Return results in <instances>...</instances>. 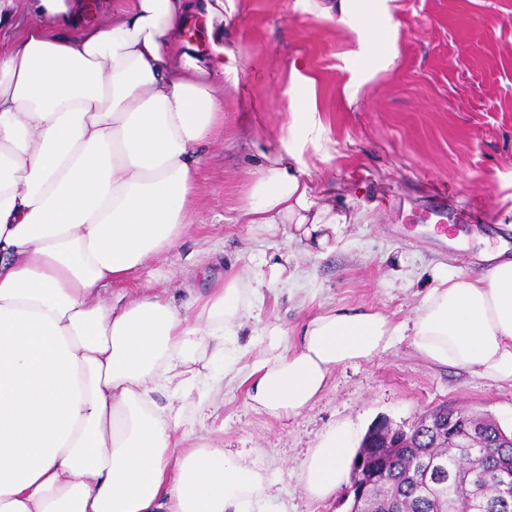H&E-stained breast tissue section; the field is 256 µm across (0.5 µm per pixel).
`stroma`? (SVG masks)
<instances>
[{"instance_id": "1", "label": "stroma", "mask_w": 512, "mask_h": 512, "mask_svg": "<svg viewBox=\"0 0 512 512\" xmlns=\"http://www.w3.org/2000/svg\"><path fill=\"white\" fill-rule=\"evenodd\" d=\"M237 7L241 80L266 109L247 112L225 99L224 127L200 152L189 233L135 273L127 291L149 283L181 305L238 275L248 259L284 250L279 227L235 218L262 153L283 150L284 91L297 57L316 77L320 135L302 148L309 179L352 222L329 250L290 264L287 278L254 303L238 345L265 347L258 320L281 324L295 342L310 317L334 308L371 309L399 324L439 277L485 271V250L504 242L512 259V0H393L398 65L363 84L350 107L341 96L355 66L349 30L317 19L302 0ZM442 404L512 430L511 380L429 362L408 336L336 368L300 415L259 412L234 383L205 413L187 407L185 427L264 469L288 512H349L348 481L325 499L308 495L309 452L331 429L347 431L355 449L376 420L407 427Z\"/></svg>"}]
</instances>
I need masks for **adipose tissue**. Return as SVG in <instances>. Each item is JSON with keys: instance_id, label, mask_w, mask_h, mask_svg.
<instances>
[{"instance_id": "obj_1", "label": "adipose tissue", "mask_w": 512, "mask_h": 512, "mask_svg": "<svg viewBox=\"0 0 512 512\" xmlns=\"http://www.w3.org/2000/svg\"><path fill=\"white\" fill-rule=\"evenodd\" d=\"M389 2L304 0L356 36L346 103L396 65ZM25 6L24 20L0 0L13 34L0 48V512H288L259 467L183 429L196 384L218 394L242 376L226 339L281 280L288 253L249 261L189 312L123 288L188 230L199 151L240 90L233 0H127L105 25L87 0ZM195 12L205 49L182 37ZM70 27L76 36H64ZM288 83L286 153L259 167L236 220L284 225L287 243L321 251L349 218L314 196L296 150L319 133L310 65L292 61ZM405 332L430 362L512 381V259L439 279L403 326L333 309L283 352V329L267 324L247 398L272 417L301 414L337 367ZM350 454L336 431L313 449L312 498L335 491Z\"/></svg>"}]
</instances>
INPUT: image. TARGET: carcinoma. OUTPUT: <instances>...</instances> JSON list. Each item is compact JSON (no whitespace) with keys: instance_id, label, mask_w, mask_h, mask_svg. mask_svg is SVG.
Listing matches in <instances>:
<instances>
[{"instance_id":"carcinoma-1","label":"carcinoma","mask_w":512,"mask_h":512,"mask_svg":"<svg viewBox=\"0 0 512 512\" xmlns=\"http://www.w3.org/2000/svg\"><path fill=\"white\" fill-rule=\"evenodd\" d=\"M360 450L367 454L370 494L360 512H456L468 510L477 495L482 512L500 509L498 475L512 474V433L487 420L478 448H452L416 420L406 432H366Z\"/></svg>"}]
</instances>
